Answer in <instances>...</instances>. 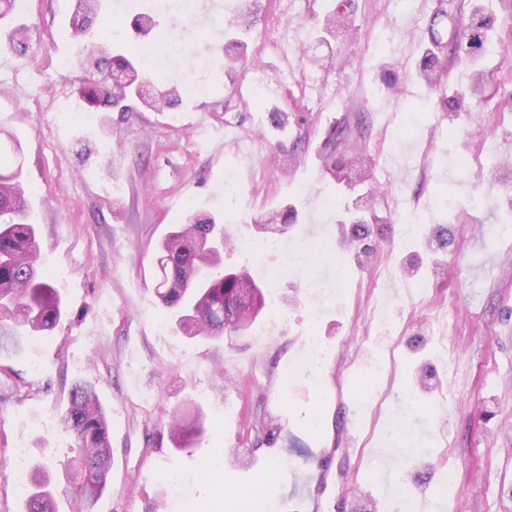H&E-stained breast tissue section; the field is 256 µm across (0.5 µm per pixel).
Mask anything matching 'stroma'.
I'll return each mask as SVG.
<instances>
[{
  "label": "stroma",
  "instance_id": "35a3bbf8",
  "mask_svg": "<svg viewBox=\"0 0 512 512\" xmlns=\"http://www.w3.org/2000/svg\"><path fill=\"white\" fill-rule=\"evenodd\" d=\"M113 16L134 50L172 55L157 86L202 85L178 108L118 116L99 109L98 125L65 118L54 100L81 86L58 69H86L93 39L68 41L77 0H27L31 49L16 69L0 68V130L20 140L40 262L66 304L48 335L28 337L0 358V512H24L9 467L16 449L45 464L55 485L75 454L58 414L75 383L95 386L110 425V486L96 512H241L230 491L273 476V512H290L305 470L335 448L318 512H421L428 492L439 512H512V33L485 61L495 74L481 101L448 117L416 77L426 28L439 0H350L360 38H318L331 0H259L251 25L254 58L226 67L225 27L240 0H198L194 17L154 8V0H88ZM151 12L158 28L182 34L171 53L131 26ZM392 69L394 86L382 81ZM258 84V103L235 94ZM22 86L18 111L6 90ZM224 124V152L189 125L197 105ZM303 112V132L274 129L269 112ZM359 125L352 149L374 158L352 171L355 191L325 172L324 145L336 124ZM480 158L462 176L459 153ZM483 189L486 207L468 217L435 208L440 195L464 199ZM372 215L366 241L344 248L340 217L351 202ZM299 206L297 223L258 230L259 214ZM227 225L241 245L224 265L248 266L274 281L248 331L189 341L156 329L158 244L190 214ZM282 243L270 252V237ZM394 326L388 348L373 307ZM317 313L324 345L320 383L280 379ZM391 357L386 378L364 360ZM193 400L205 433L174 449L168 413ZM218 467L201 473L210 459ZM358 485L336 507V483ZM193 493L161 505L177 484Z\"/></svg>",
  "mask_w": 512,
  "mask_h": 512
}]
</instances>
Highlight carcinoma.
<instances>
[{
	"instance_id": "carcinoma-1",
	"label": "carcinoma",
	"mask_w": 512,
	"mask_h": 512,
	"mask_svg": "<svg viewBox=\"0 0 512 512\" xmlns=\"http://www.w3.org/2000/svg\"><path fill=\"white\" fill-rule=\"evenodd\" d=\"M500 9L488 11L480 6L464 15L454 0L440 3L433 12L427 36L451 51L460 61H482L498 52L493 33L506 27L512 30V0H499ZM321 31L335 36H357L358 28L348 15L334 7L326 16ZM225 56L243 60L245 40L230 37ZM112 68L117 70L112 95L119 97L129 87L144 86L141 71L143 54H114ZM442 57L422 56L417 75L426 88L440 94V104L456 111L460 100L479 97L485 85L492 83L489 72L478 70L471 83L452 96L442 95L440 66ZM347 141L346 128L331 132L328 170L342 179L341 172L369 160L363 154L340 150ZM22 167L0 172V353L9 355L23 346L25 334L49 332L66 313L58 288L38 269L40 257L36 230L30 224V205L21 181ZM299 211L285 205L266 213L269 224H292ZM224 249V225L212 219L190 216L163 239L156 256V297L163 315L173 329L189 339L218 340L224 331L240 333L252 325L241 302L243 282L258 287L250 270L242 266L226 270L221 266ZM60 422L72 437L76 455L65 470L63 492L73 502L74 512H95V505L109 482L112 447L107 416L90 384L78 383L70 390L69 403L60 413ZM170 440L176 449L190 448L202 433L201 415H189L178 409L169 414ZM25 512H56L55 489L48 472L35 468Z\"/></svg>"
}]
</instances>
